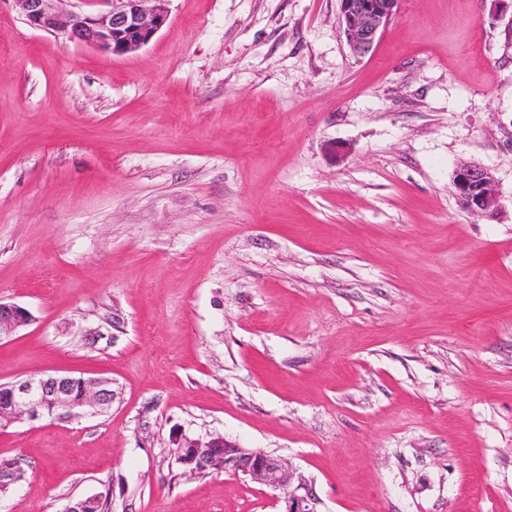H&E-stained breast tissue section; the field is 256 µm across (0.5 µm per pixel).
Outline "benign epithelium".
<instances>
[{"instance_id":"7a95c632","label":"benign epithelium","mask_w":512,"mask_h":512,"mask_svg":"<svg viewBox=\"0 0 512 512\" xmlns=\"http://www.w3.org/2000/svg\"><path fill=\"white\" fill-rule=\"evenodd\" d=\"M26 24L34 29L122 56L147 45L168 23L171 0H104L106 10L64 11L63 0H17ZM340 18L351 51L366 55L379 35L395 17L401 0H339ZM452 184L461 207L475 216L491 217L499 205L493 175L478 163L456 166ZM33 321L31 312L19 305L0 301V338L11 336ZM116 396L112 380L102 377L81 379L55 374L27 378L0 385V424L36 422L51 418L72 422L86 415L104 413ZM177 461L200 473L224 469L248 476L281 493V512H318V500L307 482L291 464L265 452L243 448L222 436L208 440H187Z\"/></svg>"}]
</instances>
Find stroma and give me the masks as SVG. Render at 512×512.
<instances>
[{"mask_svg": "<svg viewBox=\"0 0 512 512\" xmlns=\"http://www.w3.org/2000/svg\"><path fill=\"white\" fill-rule=\"evenodd\" d=\"M122 56L0 0V384L108 377L111 408L0 428V512H279L177 460L224 436L318 512H512V30L402 0L354 55L338 0H171ZM344 146V155L334 153ZM495 177L464 211L458 163ZM452 184L461 207L475 216L491 217L499 205L498 189L493 175L478 163L456 166ZM33 321V315L25 307L0 301V339L12 336L18 329Z\"/></svg>", "mask_w": 512, "mask_h": 512, "instance_id": "obj_1", "label": "stroma"}]
</instances>
